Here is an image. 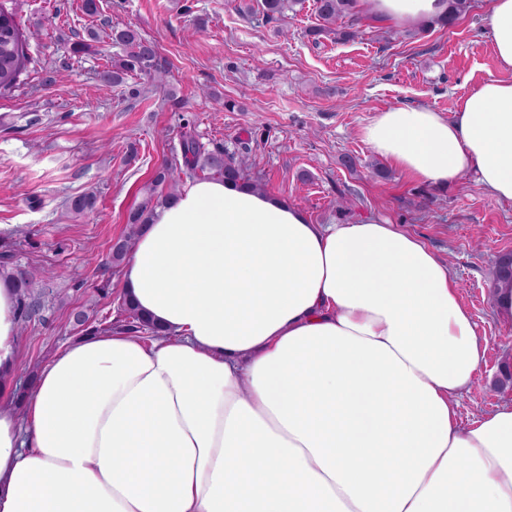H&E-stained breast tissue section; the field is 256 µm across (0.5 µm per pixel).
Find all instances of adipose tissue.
Here are the masks:
<instances>
[{"mask_svg": "<svg viewBox=\"0 0 512 512\" xmlns=\"http://www.w3.org/2000/svg\"><path fill=\"white\" fill-rule=\"evenodd\" d=\"M391 24L448 0H359ZM512 70V0H492ZM360 135L410 179L512 200V81ZM123 288L163 333H96L0 406V512H512V402L457 423L487 339L446 263L384 219L314 224L216 179L155 209ZM0 275V389L19 364Z\"/></svg>", "mask_w": 512, "mask_h": 512, "instance_id": "ef3b65f1", "label": "adipose tissue"}]
</instances>
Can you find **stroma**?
Listing matches in <instances>:
<instances>
[{
	"instance_id": "stroma-1",
	"label": "stroma",
	"mask_w": 512,
	"mask_h": 512,
	"mask_svg": "<svg viewBox=\"0 0 512 512\" xmlns=\"http://www.w3.org/2000/svg\"><path fill=\"white\" fill-rule=\"evenodd\" d=\"M17 9L30 39L17 84L0 92V257L8 270L52 275L38 290L39 318L19 334L16 380L1 402L20 406L28 375L81 337L76 311L122 329L123 268L108 261L112 245L142 187L179 158L187 121L206 148L244 156L264 194L294 203L312 223L381 218L421 238L447 261L488 339L477 381L460 399L461 426L512 402L499 384L512 371V328L498 323L488 289L498 256L512 252V201L492 199L470 175L442 187L410 180L359 135L388 108L426 106L449 117L474 86L512 80L486 36L488 0H469L449 27L405 25L391 42L390 25L368 15L355 38L316 34L314 0L278 22L229 0H99L94 16L82 0H24ZM115 25L155 43L170 91L139 73L123 87L100 81L124 53L111 39ZM78 41L92 42V52L66 58L65 43ZM62 65L64 80L45 83L46 71ZM130 85L140 96L129 97ZM85 192L98 206L80 218L65 201ZM104 282L106 295L97 289Z\"/></svg>"
}]
</instances>
